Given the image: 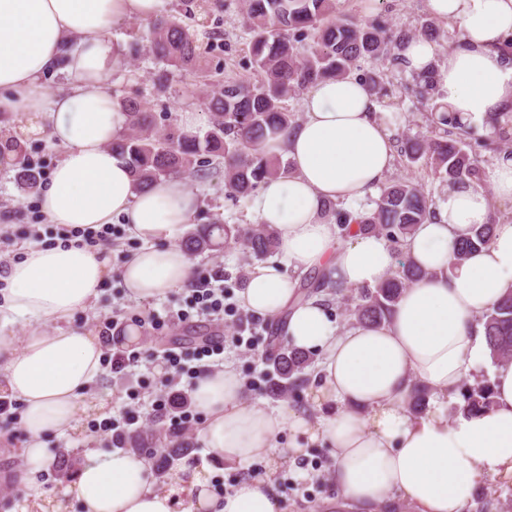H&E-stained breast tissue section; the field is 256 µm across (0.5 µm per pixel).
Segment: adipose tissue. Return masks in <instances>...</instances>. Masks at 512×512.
Returning <instances> with one entry per match:
<instances>
[{"label":"adipose tissue","instance_id":"ef3b65f1","mask_svg":"<svg viewBox=\"0 0 512 512\" xmlns=\"http://www.w3.org/2000/svg\"><path fill=\"white\" fill-rule=\"evenodd\" d=\"M170 0H0V112L25 114L28 132L44 135L62 157L38 192L48 223L92 228L122 220L140 249L120 277L135 300L162 298L185 287L194 260L182 239L198 207L197 195L177 177L135 190L125 162L109 148L129 115L107 89L122 49L110 30L165 16ZM429 13L458 22L462 38L441 50L425 39L402 51L413 74L435 72L434 100L466 126L512 112V0H426ZM63 83L48 89L47 76ZM304 118L264 151L289 161L288 176L274 178L251 199L257 223L276 230L292 275L269 265L253 267L239 296L250 313L287 312L291 346L320 354L309 419L243 399L234 363L203 371L191 390L207 421L201 438L215 460L244 468L261 460L267 472L244 479L223 496L207 475L185 467L157 489L146 454L84 452L65 480L63 504L82 512H282L275 475L288 451L284 431L323 442L335 453L333 481L356 512H389L402 501L416 512H465L490 477L512 478V361L497 364L489 411L449 419L450 392L474 378L487 349L477 318L512 291V221L491 219V201H512V156L501 155L486 187L449 186L426 223L401 250L375 233L352 228L348 238L325 213L328 203L357 211L382 185L393 161L390 133L379 105L355 77L325 79L303 98ZM493 223L490 245L461 262L453 251L473 226ZM427 271L406 288L391 321L355 323L338 330L323 299L299 301L297 274L327 269L344 287H372L386 279L398 255ZM95 247L32 243L10 262L0 304V393L21 405L24 433L19 468L0 479L38 503L45 493L37 475L50 458L48 436L76 431L91 407L88 391L101 376L105 340L68 320L97 298L112 274ZM32 324L14 336L17 322ZM432 396L425 414L408 406L411 382Z\"/></svg>","mask_w":512,"mask_h":512}]
</instances>
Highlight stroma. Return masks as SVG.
Returning <instances> with one entry per match:
<instances>
[{
	"instance_id": "obj_1",
	"label": "stroma",
	"mask_w": 512,
	"mask_h": 512,
	"mask_svg": "<svg viewBox=\"0 0 512 512\" xmlns=\"http://www.w3.org/2000/svg\"><path fill=\"white\" fill-rule=\"evenodd\" d=\"M337 7L339 11L355 14L361 21L377 22L392 31L418 29L430 18L426 0H337ZM187 25L199 42L213 45L207 56L211 73L226 80L251 75L252 65L247 53L250 35L241 11V0H224L223 7L214 8L206 17L195 16ZM145 29V24L135 22L111 33V42L124 49V60L109 78L110 90L120 99L138 95L157 114L162 125L180 126L182 113L202 111L203 84L193 73L165 69L147 49H136L135 44ZM380 71L384 82L392 83L395 90L393 96L379 101L386 113L392 139L403 141L423 135L426 110L404 90L412 81L411 74L388 64L382 65ZM185 181L200 198L194 223L253 224L249 198L237 197L230 192L224 183L223 167L210 169L203 176L186 175ZM44 222L36 192L23 191L15 179L14 167L1 163L0 270L21 258L27 244L40 240L38 228ZM255 264V259L236 244L197 254L195 281L207 280L224 287L223 321L217 322L209 315L198 313L192 322L159 329L149 324L148 315L186 307L193 294L192 287L174 290L162 299L135 301L126 297L119 277L106 279L98 299L75 314L69 324L94 330L103 336L111 335L106 353L125 350L134 353L136 359L120 373L113 372L111 366H104L101 379L90 391L91 398L109 401L113 419L136 418V430L170 429L171 415L152 411L151 406L160 391H187L189 378L172 376L161 360L162 354L168 350L191 351L206 339L218 337L224 341L225 361L238 366L251 401L315 416L317 409L310 385H303L285 398L272 396L268 391V364L263 340L271 329L276 328L278 318L248 315L238 298L247 274ZM243 319L249 320L251 327L252 343L248 346H239L233 341L234 325ZM132 326L140 330V344L125 342L126 330ZM101 420V413L91 411L82 418L76 433L49 437L52 458L44 468L46 478L42 486L50 495L62 494V478L70 474L84 449H112L111 438L93 430L94 424ZM203 422L195 408H188L183 423L188 450L176 457L173 469L190 466L209 470L211 482L226 488L238 484L246 475L264 477V467L258 462L244 471L216 464L199 436ZM332 466L333 452L322 443L309 444L296 459L285 461L276 476L283 512H353L333 481Z\"/></svg>"
}]
</instances>
